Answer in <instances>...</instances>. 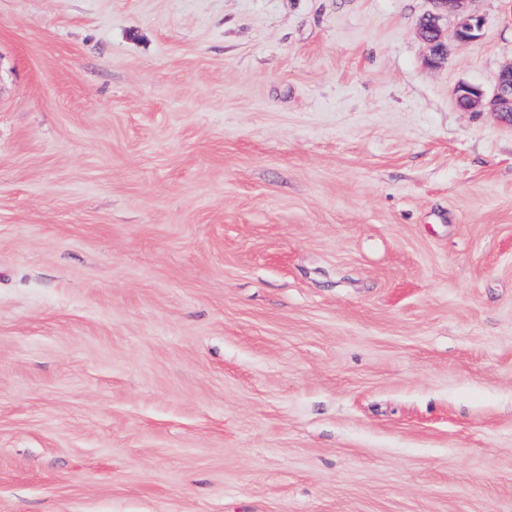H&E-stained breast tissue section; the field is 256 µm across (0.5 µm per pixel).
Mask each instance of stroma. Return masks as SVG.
Instances as JSON below:
<instances>
[{
  "label": "stroma",
  "instance_id": "35a3bbf8",
  "mask_svg": "<svg viewBox=\"0 0 512 512\" xmlns=\"http://www.w3.org/2000/svg\"><path fill=\"white\" fill-rule=\"evenodd\" d=\"M0 0V512H512V0ZM480 0H434L438 9L454 8L458 15L455 37L461 42H471L479 38L484 26V18L473 7V3ZM430 19V23L423 25L419 29L421 39L430 47V62L436 59H445L448 57V44L445 43L442 30L438 24L440 13H430L426 16ZM455 100L464 111H479L488 104L490 112L512 119V64L499 71L494 94L488 103L480 88L468 84L459 85L455 89Z\"/></svg>",
  "mask_w": 512,
  "mask_h": 512
}]
</instances>
